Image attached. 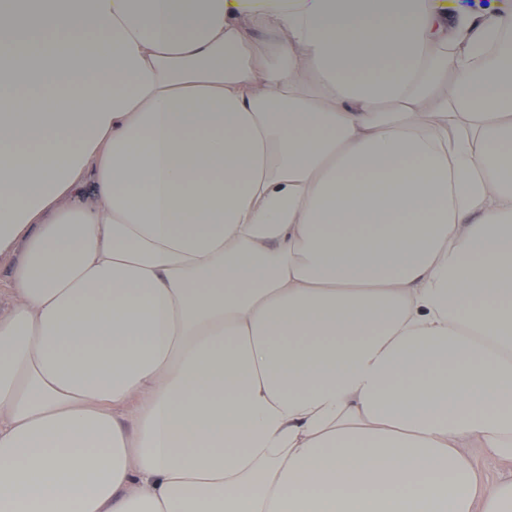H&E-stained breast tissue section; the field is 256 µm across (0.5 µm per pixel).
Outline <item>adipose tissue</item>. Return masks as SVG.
I'll use <instances>...</instances> for the list:
<instances>
[{
  "label": "adipose tissue",
  "instance_id": "adipose-tissue-1",
  "mask_svg": "<svg viewBox=\"0 0 512 512\" xmlns=\"http://www.w3.org/2000/svg\"><path fill=\"white\" fill-rule=\"evenodd\" d=\"M510 24L0 8V512H512ZM476 470L480 485L483 487H490L504 479H512L511 466L491 463L480 456L476 457Z\"/></svg>",
  "mask_w": 512,
  "mask_h": 512
}]
</instances>
